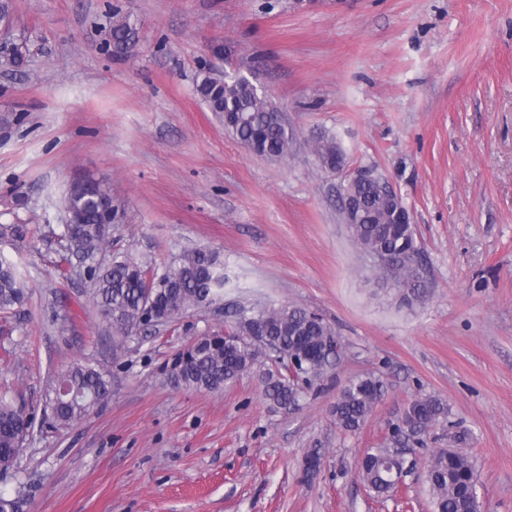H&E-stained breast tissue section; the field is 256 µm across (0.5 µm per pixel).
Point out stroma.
Returning a JSON list of instances; mask_svg holds the SVG:
<instances>
[{
	"label": "stroma",
	"mask_w": 512,
	"mask_h": 512,
	"mask_svg": "<svg viewBox=\"0 0 512 512\" xmlns=\"http://www.w3.org/2000/svg\"><path fill=\"white\" fill-rule=\"evenodd\" d=\"M22 69L0 66L1 238L28 301L0 317V383L42 422L52 372L94 360L112 381L90 415L34 431L0 493L33 485L23 512H433L430 431L396 496L358 476L392 445L410 401L434 395L469 437L488 512H512V0H10ZM137 19L127 53L104 52L108 13ZM248 78L294 145L271 160L242 146L196 91L209 73ZM334 136L345 164L308 143ZM387 179L410 211L427 288L406 304L381 289L341 216L357 170ZM107 180L122 218L112 253L168 265L205 247L224 259V297L139 331L113 356L82 269L53 266L64 196ZM299 305L345 348L295 411L271 408L257 374L220 393L173 387L190 343L240 307ZM372 374L381 400L353 434L332 408ZM457 428V429H458ZM311 448L320 468L303 474ZM310 147L321 167L336 170V172L342 169L343 163L340 167L336 168V164H340L342 157L340 148L336 145V140L333 137L326 134L318 135L313 138Z\"/></svg>",
	"instance_id": "35a3bbf8"
}]
</instances>
